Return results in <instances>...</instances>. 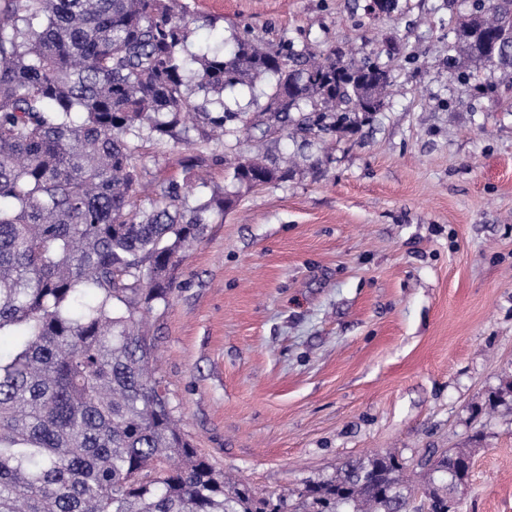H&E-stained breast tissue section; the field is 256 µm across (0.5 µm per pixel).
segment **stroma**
Masks as SVG:
<instances>
[{"label": "stroma", "instance_id": "obj_1", "mask_svg": "<svg viewBox=\"0 0 512 512\" xmlns=\"http://www.w3.org/2000/svg\"><path fill=\"white\" fill-rule=\"evenodd\" d=\"M213 26L315 53L379 51L395 91L320 174L241 190L171 272L153 366L198 453L256 496L288 495L349 460L393 453L413 497L421 458L473 449L458 512H512V78L448 43L466 0H186ZM188 148L144 158L183 180Z\"/></svg>", "mask_w": 512, "mask_h": 512}]
</instances>
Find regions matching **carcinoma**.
<instances>
[{"instance_id":"carcinoma-1","label":"carcinoma","mask_w":512,"mask_h":512,"mask_svg":"<svg viewBox=\"0 0 512 512\" xmlns=\"http://www.w3.org/2000/svg\"><path fill=\"white\" fill-rule=\"evenodd\" d=\"M180 0H0V512H283L198 455L177 421L139 315L169 302L170 270L231 192L199 176L152 182L143 151L226 144L276 127L300 146L358 133L385 104L372 54L320 59L248 27L230 48L188 50ZM512 0H472L450 51L512 78ZM273 80L257 121L224 103ZM322 158L231 164L241 189L317 170ZM471 452L431 464L425 512H456ZM392 454L346 462L299 497L309 512H411Z\"/></svg>"}]
</instances>
